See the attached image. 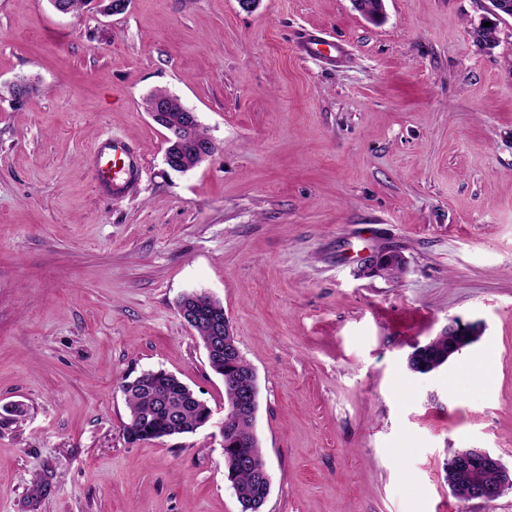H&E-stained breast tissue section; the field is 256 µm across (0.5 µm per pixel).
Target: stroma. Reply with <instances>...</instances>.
Here are the masks:
<instances>
[{"label":"stroma","instance_id":"obj_1","mask_svg":"<svg viewBox=\"0 0 512 512\" xmlns=\"http://www.w3.org/2000/svg\"><path fill=\"white\" fill-rule=\"evenodd\" d=\"M384 7L0 0V512H242L216 427L124 433L122 386L147 370L224 416L178 313L194 290L256 373L263 512H461L454 451L512 468V18L480 44L490 0ZM315 30L346 56L298 58ZM159 89L218 146L184 173L145 109ZM112 135L143 167L107 197L85 157ZM383 250L400 277L365 270ZM453 322L479 339L412 372Z\"/></svg>","mask_w":512,"mask_h":512}]
</instances>
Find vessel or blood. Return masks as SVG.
Masks as SVG:
<instances>
[{
	"label": "vessel or blood",
	"instance_id": "vessel-or-blood-1",
	"mask_svg": "<svg viewBox=\"0 0 512 512\" xmlns=\"http://www.w3.org/2000/svg\"><path fill=\"white\" fill-rule=\"evenodd\" d=\"M299 53L336 62L344 55L343 46L317 32L305 33L296 45ZM94 165L96 187L102 192L124 193L135 180L139 161L129 143L115 137L97 144L88 155Z\"/></svg>",
	"mask_w": 512,
	"mask_h": 512
}]
</instances>
